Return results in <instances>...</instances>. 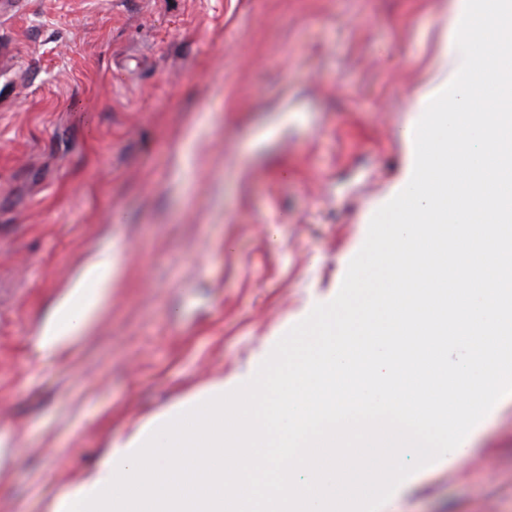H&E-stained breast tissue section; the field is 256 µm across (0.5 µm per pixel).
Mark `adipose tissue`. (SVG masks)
<instances>
[{"label":"adipose tissue","instance_id":"adipose-tissue-1","mask_svg":"<svg viewBox=\"0 0 512 512\" xmlns=\"http://www.w3.org/2000/svg\"><path fill=\"white\" fill-rule=\"evenodd\" d=\"M122 258L106 250L94 255L54 314L38 329L45 352L63 350L74 336L88 331L102 313L121 272Z\"/></svg>","mask_w":512,"mask_h":512}]
</instances>
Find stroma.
<instances>
[{"label":"stroma","mask_w":512,"mask_h":512,"mask_svg":"<svg viewBox=\"0 0 512 512\" xmlns=\"http://www.w3.org/2000/svg\"><path fill=\"white\" fill-rule=\"evenodd\" d=\"M449 0H0V512L235 380L338 293L402 177ZM127 260L69 347L36 331ZM389 512H512V404ZM121 266L122 257L112 249L88 261L54 314L39 326L38 346L42 351L59 352L74 336L92 327L112 294Z\"/></svg>","instance_id":"obj_1"}]
</instances>
